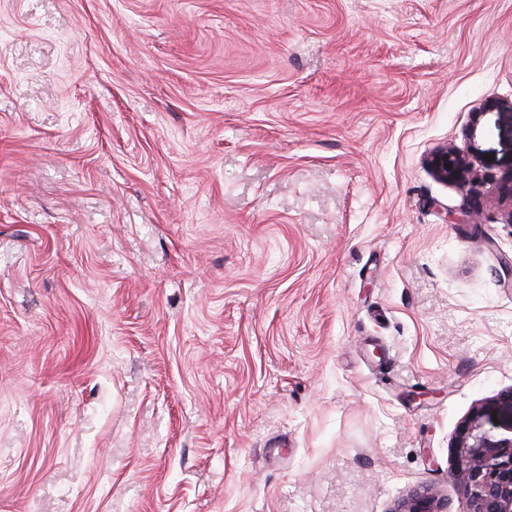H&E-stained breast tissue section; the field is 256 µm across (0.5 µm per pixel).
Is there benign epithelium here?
<instances>
[{
    "instance_id": "benign-epithelium-1",
    "label": "benign epithelium",
    "mask_w": 512,
    "mask_h": 512,
    "mask_svg": "<svg viewBox=\"0 0 512 512\" xmlns=\"http://www.w3.org/2000/svg\"><path fill=\"white\" fill-rule=\"evenodd\" d=\"M439 180L470 186L460 210L477 211L479 186L475 185L470 155L443 147L428 160ZM502 420L494 423L493 418ZM455 466L451 477L463 500L462 512H512V388L476 404L460 422L454 436ZM394 512H440L428 489L415 491Z\"/></svg>"
}]
</instances>
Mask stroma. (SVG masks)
Segmentation results:
<instances>
[{"label":"stroma","mask_w":512,"mask_h":512,"mask_svg":"<svg viewBox=\"0 0 512 512\" xmlns=\"http://www.w3.org/2000/svg\"><path fill=\"white\" fill-rule=\"evenodd\" d=\"M510 184L512 0H0V512H461ZM449 163H452L451 168H447ZM428 165L431 173L443 182L452 180L463 185H469L471 191L462 203L460 210L470 215L477 211V199L480 196V190L478 185H474L476 178L473 176V163L469 154L460 153L445 146L430 156ZM438 510L434 504V498L427 488L416 490L410 498L404 501L394 512H447ZM451 512V511H448Z\"/></svg>","instance_id":"35a3bbf8"}]
</instances>
